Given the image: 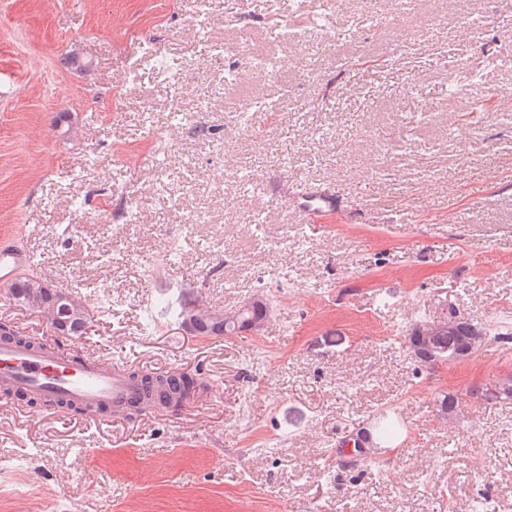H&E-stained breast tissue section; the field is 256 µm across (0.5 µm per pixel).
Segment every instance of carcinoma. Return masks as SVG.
<instances>
[{"label":"carcinoma","mask_w":512,"mask_h":512,"mask_svg":"<svg viewBox=\"0 0 512 512\" xmlns=\"http://www.w3.org/2000/svg\"><path fill=\"white\" fill-rule=\"evenodd\" d=\"M55 287L43 280L32 281L21 278L13 286L12 296L21 305L38 311L48 319L59 312L52 299ZM269 314L268 303L263 300L254 301L250 307H241L235 315L224 318L226 332L232 333L236 325L264 323ZM486 332L469 319H444L440 321L416 324L407 336L408 350L422 364L426 360L447 348L451 349L449 360L456 361L473 354L481 345ZM192 381L186 377L161 378L150 382V387L162 403L170 398H179L191 389ZM471 396L484 404L504 399H512V373L499 378L494 388L471 390ZM459 408V397L454 393H446L438 399V416L442 419L453 418Z\"/></svg>","instance_id":"carcinoma-1"}]
</instances>
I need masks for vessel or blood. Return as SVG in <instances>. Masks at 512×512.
<instances>
[{"instance_id":"obj_1","label":"vessel or blood","mask_w":512,"mask_h":512,"mask_svg":"<svg viewBox=\"0 0 512 512\" xmlns=\"http://www.w3.org/2000/svg\"><path fill=\"white\" fill-rule=\"evenodd\" d=\"M289 201L303 223L311 224L319 214L336 210L341 198L328 189H293ZM32 261L28 251L1 241L0 286L11 287L18 272ZM0 394L34 400L51 411L75 406L89 416L105 409L119 417L131 401L143 399L144 384L130 365H107L81 355L65 357L31 337L0 342Z\"/></svg>"}]
</instances>
